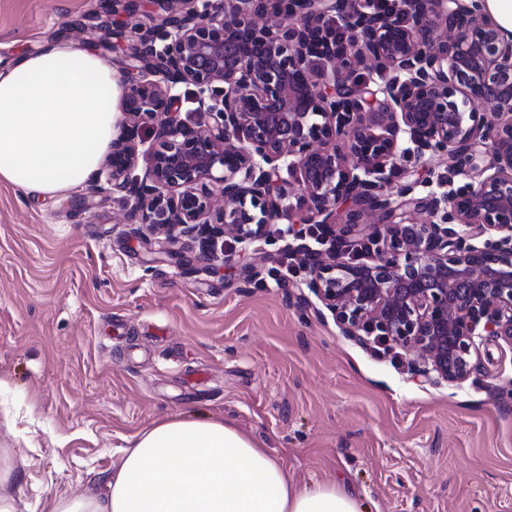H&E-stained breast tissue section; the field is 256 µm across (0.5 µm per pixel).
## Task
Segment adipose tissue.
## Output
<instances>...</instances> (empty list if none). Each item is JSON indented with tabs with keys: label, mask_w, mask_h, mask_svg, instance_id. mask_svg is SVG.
I'll return each mask as SVG.
<instances>
[{
	"label": "adipose tissue",
	"mask_w": 512,
	"mask_h": 512,
	"mask_svg": "<svg viewBox=\"0 0 512 512\" xmlns=\"http://www.w3.org/2000/svg\"><path fill=\"white\" fill-rule=\"evenodd\" d=\"M122 85L110 62L65 41L0 65V181L26 198L88 182L119 131ZM15 455L0 448V512H20ZM41 512H362L336 482H291L268 449L224 420L169 416L138 433L104 490L48 494Z\"/></svg>",
	"instance_id": "adipose-tissue-1"
}]
</instances>
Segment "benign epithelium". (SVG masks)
Masks as SVG:
<instances>
[{
	"instance_id": "1",
	"label": "benign epithelium",
	"mask_w": 512,
	"mask_h": 512,
	"mask_svg": "<svg viewBox=\"0 0 512 512\" xmlns=\"http://www.w3.org/2000/svg\"><path fill=\"white\" fill-rule=\"evenodd\" d=\"M149 2L153 25L112 28L133 65L93 192L125 193L127 223L212 262L226 237L306 225L321 248L294 255L343 335L403 347L427 379L466 381L484 334L512 345V40L482 0ZM427 155L448 180L411 179Z\"/></svg>"
}]
</instances>
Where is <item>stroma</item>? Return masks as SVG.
<instances>
[{
    "instance_id": "obj_1",
    "label": "stroma",
    "mask_w": 512,
    "mask_h": 512,
    "mask_svg": "<svg viewBox=\"0 0 512 512\" xmlns=\"http://www.w3.org/2000/svg\"><path fill=\"white\" fill-rule=\"evenodd\" d=\"M68 22L94 48L113 17L99 0H0V59L69 39ZM128 209L86 185L39 205L0 183V448L27 459V512L102 488L113 452L174 415L230 422L293 482H338L366 512H512V345L485 337L463 383L424 379L401 348L316 317L293 236L226 239L223 264L186 241L181 265Z\"/></svg>"
}]
</instances>
